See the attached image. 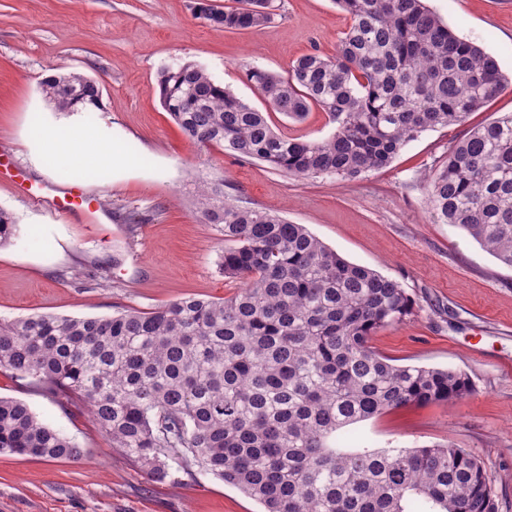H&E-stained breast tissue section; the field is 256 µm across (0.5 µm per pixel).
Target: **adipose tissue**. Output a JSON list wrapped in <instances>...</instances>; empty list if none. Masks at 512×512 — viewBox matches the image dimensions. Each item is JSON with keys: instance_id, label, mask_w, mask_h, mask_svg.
Listing matches in <instances>:
<instances>
[{"instance_id": "adipose-tissue-1", "label": "adipose tissue", "mask_w": 512, "mask_h": 512, "mask_svg": "<svg viewBox=\"0 0 512 512\" xmlns=\"http://www.w3.org/2000/svg\"><path fill=\"white\" fill-rule=\"evenodd\" d=\"M94 140V135L80 126L43 132L36 165L42 170L53 167L57 162L89 168L95 170L100 181L104 183L108 182L116 161L120 160L125 166L134 167V160L122 158L116 145L106 142L98 146Z\"/></svg>"}]
</instances>
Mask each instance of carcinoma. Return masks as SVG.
<instances>
[{
  "instance_id": "obj_1",
  "label": "carcinoma",
  "mask_w": 512,
  "mask_h": 512,
  "mask_svg": "<svg viewBox=\"0 0 512 512\" xmlns=\"http://www.w3.org/2000/svg\"><path fill=\"white\" fill-rule=\"evenodd\" d=\"M195 12L226 32L259 29L273 0ZM350 16L333 56L305 54L288 76L253 68L267 105L300 120L319 106L322 140L275 131L266 113L195 62L164 67V108L192 142L216 144L289 175L355 179L387 166L422 132L461 125L512 82L497 60L457 37L426 0H334ZM60 112L96 107L81 76L45 83ZM434 217L512 267V113L471 129L428 185ZM197 209L224 236L220 267L241 282L226 300L181 297L150 312L34 314L0 320V369L66 414L88 410L112 447L172 483L195 465L264 512H496L481 462L453 442L421 448L348 444L341 432L408 405L471 391L452 369L398 366L371 337L402 322L400 284L351 263L302 224L224 199L203 184ZM16 224L0 209V245ZM78 460L83 449L27 404L0 397V453Z\"/></svg>"
}]
</instances>
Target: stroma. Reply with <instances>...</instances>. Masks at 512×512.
<instances>
[{
  "label": "stroma",
  "mask_w": 512,
  "mask_h": 512,
  "mask_svg": "<svg viewBox=\"0 0 512 512\" xmlns=\"http://www.w3.org/2000/svg\"><path fill=\"white\" fill-rule=\"evenodd\" d=\"M195 0H0V208L17 234L0 247V319L33 313L102 317L149 312L184 295L224 299V238L196 211L199 182H223L235 203L305 225L346 260L400 283L412 301L402 323L377 331L372 349L396 365L452 368L472 390L447 404L410 405L357 423L350 436L372 448L454 442L482 463L497 512H512V268L464 231L436 221L427 181L469 129L512 113V86L469 115L410 141L385 168L355 179L299 178L216 145L190 141L163 108L161 68L195 62L256 108L265 103L245 71L286 74L292 61L334 55L350 19L334 0H275L270 24L227 33L197 18ZM459 37L512 75V0H428ZM95 80L100 106L58 112L44 98L50 76ZM77 123L137 157L100 186L62 165L38 170L32 119ZM283 134L324 139L336 125L320 107L295 121L274 112ZM24 183L19 193L16 183ZM78 185L104 211L101 222L36 203L46 185ZM0 396L25 402L72 438L81 459L0 454V512H261L239 489L199 469L181 484L152 479L88 413L64 415L41 392L0 370Z\"/></svg>",
  "instance_id": "1"
}]
</instances>
